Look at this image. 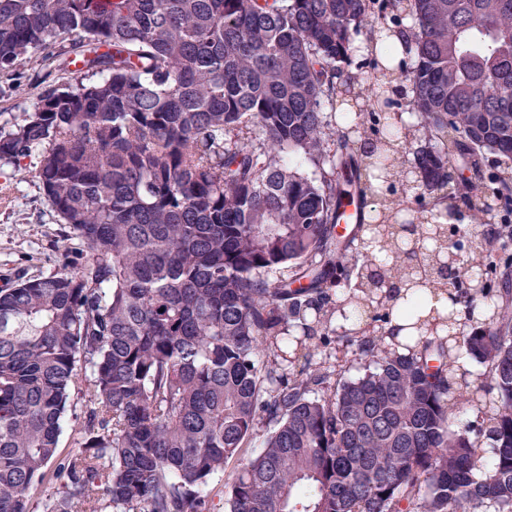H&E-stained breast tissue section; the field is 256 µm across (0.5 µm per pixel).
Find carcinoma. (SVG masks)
Listing matches in <instances>:
<instances>
[{
	"label": "carcinoma",
	"mask_w": 512,
	"mask_h": 512,
	"mask_svg": "<svg viewBox=\"0 0 512 512\" xmlns=\"http://www.w3.org/2000/svg\"><path fill=\"white\" fill-rule=\"evenodd\" d=\"M405 19L408 122L401 69H349L354 30L391 57ZM63 54L94 81L0 127L82 245L0 288V512L50 477L44 512H213L231 463L225 512H512V283L484 264L512 224L478 220L484 155L512 162V0H0V72ZM490 182L511 216L512 165ZM409 186L430 210L400 222ZM344 306L373 366L332 386L312 356ZM463 355L489 382L453 381ZM80 392L73 391L70 396V407L68 408L66 423L60 437V456L55 460L52 469L61 462L71 448H77V432L83 421V408Z\"/></svg>",
	"instance_id": "obj_1"
}]
</instances>
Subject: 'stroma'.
Wrapping results in <instances>:
<instances>
[{"label": "stroma", "instance_id": "stroma-1", "mask_svg": "<svg viewBox=\"0 0 512 512\" xmlns=\"http://www.w3.org/2000/svg\"><path fill=\"white\" fill-rule=\"evenodd\" d=\"M18 80L0 75V125L14 122L33 111L41 91V75L64 83L74 78L70 69H45L41 60L27 58L17 67ZM39 155L21 162L20 168L0 166V286L17 276L36 278L53 272L63 256L81 249L78 240L68 238L57 214L49 205L37 176ZM317 361L341 367L345 379L357 377L364 368L355 337L342 331L330 332Z\"/></svg>", "mask_w": 512, "mask_h": 512}]
</instances>
